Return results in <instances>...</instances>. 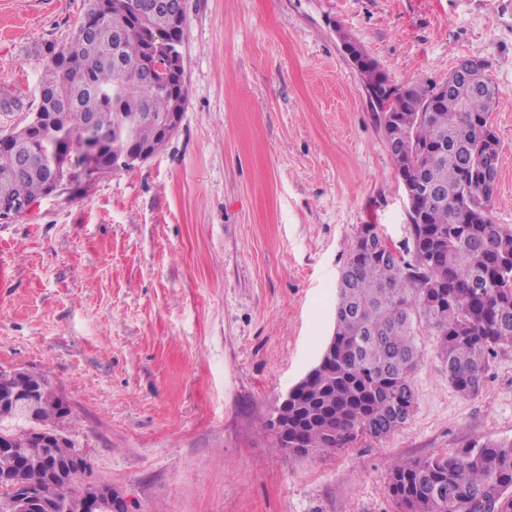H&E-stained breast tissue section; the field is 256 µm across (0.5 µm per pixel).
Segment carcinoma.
<instances>
[{"mask_svg":"<svg viewBox=\"0 0 512 512\" xmlns=\"http://www.w3.org/2000/svg\"><path fill=\"white\" fill-rule=\"evenodd\" d=\"M157 0H88L69 42L47 47L39 86L40 122L29 133L0 136V192L33 203L49 195L47 173L58 168L71 191L84 188L82 168L103 173L148 147L165 144L159 126L184 111L186 86L164 67L153 85L144 84L136 64L165 63L168 46L154 36L172 33L181 43L186 15L176 24L154 10ZM363 85L382 114L399 179L436 190L408 212L413 251L407 259L383 248L374 224H364L344 264L337 292L333 336L322 366L300 382L288 401V435L278 446L298 454L341 448L359 435L382 439L403 425L416 405L412 375L420 360L414 322L439 336L448 383L475 394L489 358L512 346V227L490 217L495 185L477 178L486 162L484 138L499 92L485 69L446 95L438 87L412 86L418 105L435 103L412 123L394 119L403 102L376 62L366 64ZM490 87L487 101L469 93ZM31 159L19 170L22 157ZM72 412L47 413L37 421L0 405V422L25 426L7 430L16 447H27L33 426L54 429ZM91 470L86 460L66 477L48 482L15 455L0 453V478L35 488L38 500L59 499L64 512H85L84 489L76 479ZM388 490L401 512H512V442L487 441L413 461L397 460Z\"/></svg>","mask_w":512,"mask_h":512,"instance_id":"cac0c4a2","label":"carcinoma"}]
</instances>
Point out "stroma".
I'll use <instances>...</instances> for the list:
<instances>
[{
  "instance_id": "35a3bbf8",
  "label": "stroma",
  "mask_w": 512,
  "mask_h": 512,
  "mask_svg": "<svg viewBox=\"0 0 512 512\" xmlns=\"http://www.w3.org/2000/svg\"><path fill=\"white\" fill-rule=\"evenodd\" d=\"M87 0H0V135L36 111ZM187 99L148 160L0 219V369L48 376L89 483L130 512H401L395 459L512 442V348L457 392L420 328L393 434L296 455L269 420L333 333L360 225L412 245L382 123L342 37L390 82L476 57L500 91L494 223L512 226V0H186Z\"/></svg>"
}]
</instances>
